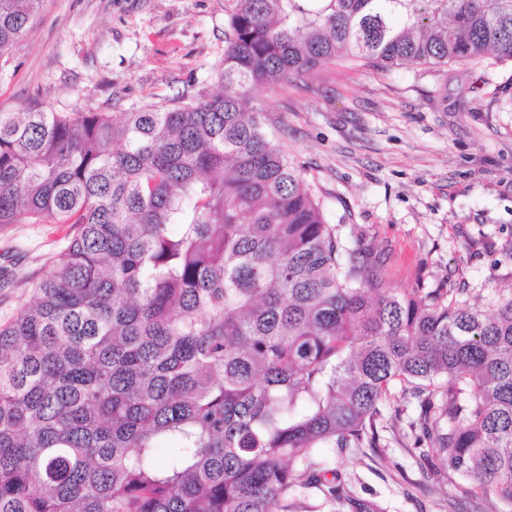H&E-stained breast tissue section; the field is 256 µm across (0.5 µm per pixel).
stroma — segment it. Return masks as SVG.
Segmentation results:
<instances>
[{
	"mask_svg": "<svg viewBox=\"0 0 512 512\" xmlns=\"http://www.w3.org/2000/svg\"><path fill=\"white\" fill-rule=\"evenodd\" d=\"M236 0H43L0 58V112L78 108L113 117L220 91ZM389 288H444L485 305L512 291V60L380 71L327 63L251 94ZM58 224L0 227V324L66 245ZM415 401L392 397L382 448L326 449L340 485L377 512H493L442 460L411 452Z\"/></svg>",
	"mask_w": 512,
	"mask_h": 512,
	"instance_id": "stroma-1",
	"label": "stroma"
}]
</instances>
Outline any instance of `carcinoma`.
<instances>
[{"label": "carcinoma", "mask_w": 512, "mask_h": 512, "mask_svg": "<svg viewBox=\"0 0 512 512\" xmlns=\"http://www.w3.org/2000/svg\"><path fill=\"white\" fill-rule=\"evenodd\" d=\"M41 3L0 0V56ZM228 30L217 94L0 112V225H70L0 326V512H373L321 453L380 447L396 391L414 448L512 508V295L388 288L250 97L341 57L512 59V0H238ZM324 497L325 496L316 489L299 491L296 495L289 497L288 504H290L291 512H308L307 510H322V512L334 511V508L329 503L324 504L321 509L310 508L313 505L322 504L325 501Z\"/></svg>", "instance_id": "1"}]
</instances>
